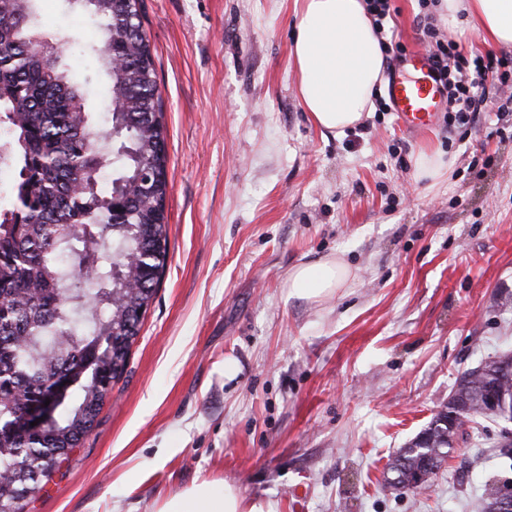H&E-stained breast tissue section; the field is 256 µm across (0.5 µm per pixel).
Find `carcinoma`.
<instances>
[{"label":"carcinoma","instance_id":"cac0c4a2","mask_svg":"<svg viewBox=\"0 0 512 512\" xmlns=\"http://www.w3.org/2000/svg\"><path fill=\"white\" fill-rule=\"evenodd\" d=\"M84 1L98 36L83 52L112 93L105 129L93 126L59 44L30 47L37 0H0V135L11 145L20 203L0 220V512H17L43 490L90 433L166 268L162 100L140 0L76 3ZM105 166L109 193L76 190ZM99 338L100 363L50 423L15 430L46 400V384ZM492 392L512 407L511 352L460 376L448 404L390 462L387 483L411 489L435 474L470 424L496 417Z\"/></svg>","mask_w":512,"mask_h":512}]
</instances>
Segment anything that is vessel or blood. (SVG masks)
<instances>
[{"instance_id": "vessel-or-blood-1", "label": "vessel or blood", "mask_w": 512, "mask_h": 512, "mask_svg": "<svg viewBox=\"0 0 512 512\" xmlns=\"http://www.w3.org/2000/svg\"><path fill=\"white\" fill-rule=\"evenodd\" d=\"M403 74L390 79L387 93L402 126L409 131L428 129L443 105V93L425 52L405 59Z\"/></svg>"}]
</instances>
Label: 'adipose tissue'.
Wrapping results in <instances>:
<instances>
[{"label":"adipose tissue","mask_w":512,"mask_h":512,"mask_svg":"<svg viewBox=\"0 0 512 512\" xmlns=\"http://www.w3.org/2000/svg\"><path fill=\"white\" fill-rule=\"evenodd\" d=\"M449 32L467 28L483 41L512 46V0H441ZM300 100L313 122L334 135L361 123L382 83L384 56L364 0H296L292 49ZM351 276L345 261L324 257L288 271L290 299L334 295ZM162 512H274L247 502L232 485H198L167 502Z\"/></svg>","instance_id":"ef3b65f1"}]
</instances>
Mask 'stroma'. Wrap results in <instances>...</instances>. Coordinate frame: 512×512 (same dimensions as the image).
<instances>
[{"instance_id": "1", "label": "stroma", "mask_w": 512, "mask_h": 512, "mask_svg": "<svg viewBox=\"0 0 512 512\" xmlns=\"http://www.w3.org/2000/svg\"><path fill=\"white\" fill-rule=\"evenodd\" d=\"M403 53L419 0H391ZM167 136L165 274L92 432L24 512H159L231 484L294 512H483L512 465L480 436L423 490L387 467L459 376L512 350V114L448 135L370 112L314 126L292 64L295 0H143ZM38 37L88 16L39 0ZM450 167L420 180L415 159ZM341 256L329 299L286 300L290 268ZM239 370L224 376L225 358Z\"/></svg>"}]
</instances>
